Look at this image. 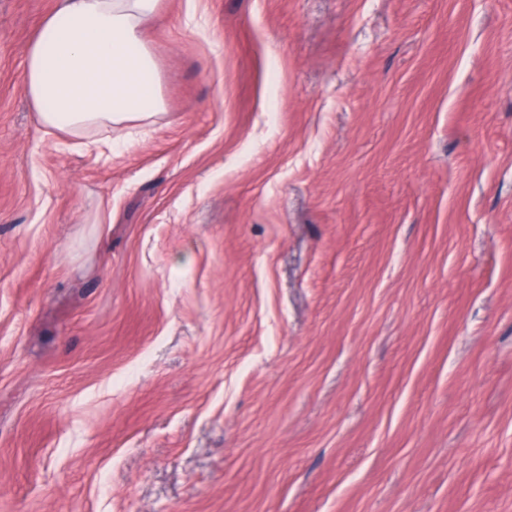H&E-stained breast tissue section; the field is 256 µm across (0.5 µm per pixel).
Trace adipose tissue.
<instances>
[{
  "label": "adipose tissue",
  "instance_id": "obj_1",
  "mask_svg": "<svg viewBox=\"0 0 512 512\" xmlns=\"http://www.w3.org/2000/svg\"><path fill=\"white\" fill-rule=\"evenodd\" d=\"M160 0H60L31 42L27 93L43 126L74 138L148 121L164 108L143 38Z\"/></svg>",
  "mask_w": 512,
  "mask_h": 512
}]
</instances>
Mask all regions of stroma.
<instances>
[{"label": "stroma", "instance_id": "35a3bbf8", "mask_svg": "<svg viewBox=\"0 0 512 512\" xmlns=\"http://www.w3.org/2000/svg\"><path fill=\"white\" fill-rule=\"evenodd\" d=\"M57 5L0 0V512H512V0H161L84 140ZM159 11L160 0H60L27 55L26 90L42 125L84 138L160 114L159 65L143 38Z\"/></svg>", "mask_w": 512, "mask_h": 512}]
</instances>
